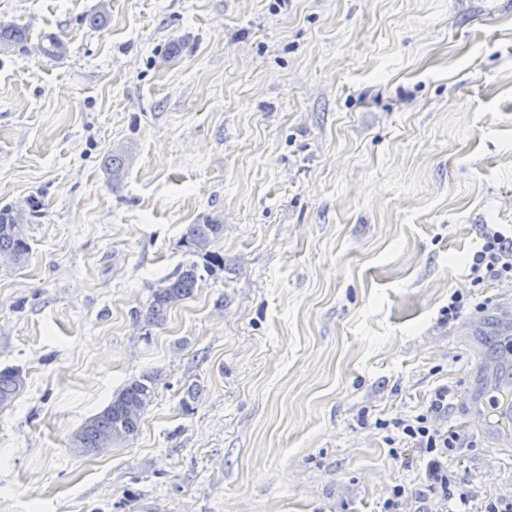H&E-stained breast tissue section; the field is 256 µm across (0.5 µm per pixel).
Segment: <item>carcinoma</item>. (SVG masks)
Listing matches in <instances>:
<instances>
[{
	"instance_id": "1",
	"label": "carcinoma",
	"mask_w": 512,
	"mask_h": 512,
	"mask_svg": "<svg viewBox=\"0 0 512 512\" xmlns=\"http://www.w3.org/2000/svg\"><path fill=\"white\" fill-rule=\"evenodd\" d=\"M29 31L18 24L0 25V46L23 53L27 51ZM38 50L50 60H60L66 55L67 46L54 32L43 35ZM128 151L122 146L112 149L104 161L107 184L117 189L124 178ZM35 207L19 214L11 205L0 207V257L13 264H20L28 254L29 224L35 218ZM224 235V225L215 219L205 218L200 224H190L180 238V247L192 256L206 260L209 267L224 265V256L212 250L214 243ZM202 279L199 265L190 261L171 277L165 279L152 293L146 321L159 323L169 309L189 298L198 280ZM155 378L144 375L133 379L112 395L111 401L98 413L87 419L75 432L71 447L84 454H98L133 440L139 432L141 417L155 395ZM25 377L14 367L0 369V409L9 407L24 390Z\"/></svg>"
}]
</instances>
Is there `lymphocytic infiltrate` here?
Masks as SVG:
<instances>
[{"label":"lymphocytic infiltrate","instance_id":"lymphocytic-infiltrate-1","mask_svg":"<svg viewBox=\"0 0 512 512\" xmlns=\"http://www.w3.org/2000/svg\"><path fill=\"white\" fill-rule=\"evenodd\" d=\"M480 239L469 267L472 286L512 283V229L485 224ZM453 397L448 385L442 384L420 413L390 422L375 420V428L385 433L390 455L413 456L422 470L419 487L392 486L380 512H406L412 503L427 505V512H512V493L478 497L468 481L449 470L450 457L463 445L459 431L444 423Z\"/></svg>","mask_w":512,"mask_h":512}]
</instances>
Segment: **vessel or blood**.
I'll return each instance as SVG.
<instances>
[{
  "label": "vessel or blood",
  "instance_id": "1",
  "mask_svg": "<svg viewBox=\"0 0 512 512\" xmlns=\"http://www.w3.org/2000/svg\"><path fill=\"white\" fill-rule=\"evenodd\" d=\"M502 394V386L479 382L457 399L471 432L497 452L512 446V405Z\"/></svg>",
  "mask_w": 512,
  "mask_h": 512
}]
</instances>
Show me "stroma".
Instances as JSON below:
<instances>
[{
    "label": "stroma",
    "mask_w": 512,
    "mask_h": 512,
    "mask_svg": "<svg viewBox=\"0 0 512 512\" xmlns=\"http://www.w3.org/2000/svg\"><path fill=\"white\" fill-rule=\"evenodd\" d=\"M100 3L0 0L30 31L0 54V207H38L0 262V368L26 377L0 512H379L418 479L375 420L502 358L512 284L473 290L481 335L447 308L480 226L512 225V0H109L98 29ZM207 216L223 267L137 321ZM146 374L134 440L71 448ZM463 438L476 493L512 492V454ZM38 50L47 59L60 60L66 55L67 46L59 34L49 32L43 35ZM128 161V151L123 146L112 149L104 161V171L107 175V184L112 190L117 189L124 178Z\"/></svg>",
    "instance_id": "1"
}]
</instances>
